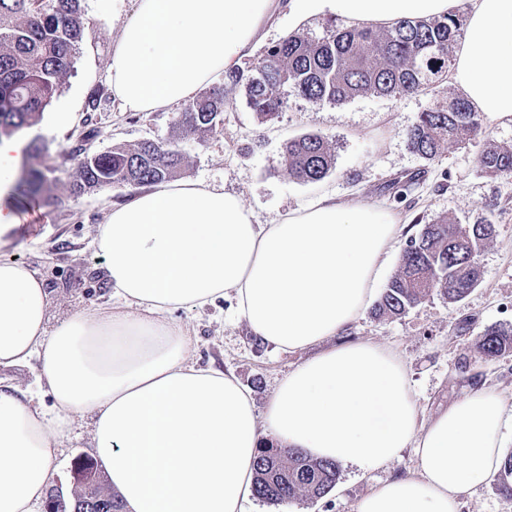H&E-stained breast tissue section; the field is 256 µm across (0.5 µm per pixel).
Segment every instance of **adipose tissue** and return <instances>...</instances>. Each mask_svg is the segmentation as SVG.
Returning a JSON list of instances; mask_svg holds the SVG:
<instances>
[{
	"label": "adipose tissue",
	"mask_w": 512,
	"mask_h": 512,
	"mask_svg": "<svg viewBox=\"0 0 512 512\" xmlns=\"http://www.w3.org/2000/svg\"><path fill=\"white\" fill-rule=\"evenodd\" d=\"M135 2L109 64L126 112L171 110L240 67L280 7L296 19L390 26L446 15L457 0ZM451 80L476 111L512 120V0H472ZM27 146L0 136V237L20 222L3 198ZM399 221L327 195L259 224L236 194L168 182L112 207L94 230L117 307L53 329L44 279L0 259V366L37 360L52 397L43 407L0 386V512H42L71 423L85 413L125 512H247L267 435L361 469L414 449L416 472L378 486L355 512H460L500 468L506 398L483 387L419 422L401 358L341 339L373 298ZM222 300L263 343L316 350L281 379L264 414L232 372L196 365L189 329L171 317Z\"/></svg>",
	"instance_id": "adipose-tissue-1"
}]
</instances>
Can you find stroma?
Wrapping results in <instances>:
<instances>
[{
	"label": "stroma",
	"instance_id": "stroma-1",
	"mask_svg": "<svg viewBox=\"0 0 512 512\" xmlns=\"http://www.w3.org/2000/svg\"><path fill=\"white\" fill-rule=\"evenodd\" d=\"M81 6L84 27L74 70L40 122L26 132L28 138L41 140L49 148L48 162L54 168L49 187L57 203L21 214L19 224L0 237V257L30 265L45 278L53 327L79 311L114 307L104 259L90 242L112 205L127 201L130 195L126 189H105L71 196L69 184L77 169L70 157L72 147L91 125L100 131L92 141L97 151L168 139L176 117L172 110L125 112L112 96V48L134 14L135 0H82ZM332 25L342 28L346 22L331 14L296 21L282 9L265 23L261 44H275L297 31L318 37ZM94 91L100 94V106L91 114L87 102ZM458 96L444 77L431 79L428 89L411 95L362 96L342 104L309 102L292 94L279 119L263 123L240 90L216 132L180 144L185 155L182 180L238 194L261 224L273 223L327 192L398 214L399 232L388 264L392 273L406 240L422 225L444 216L462 224L483 220L495 224L497 234L479 257L481 281L464 300L451 304L433 295L395 320L378 319L367 311L344 335L348 341L381 344L401 357L413 397L426 419L481 386L496 388L512 401V355L484 363L476 360L474 352V339L484 328L512 326V178L489 177L477 163L486 146L512 147V121L483 119L478 139L449 146L432 161L414 154L406 138L420 112L448 105ZM58 112L70 113L67 125L53 123ZM306 133L325 137L335 154L334 169L316 183L298 181L278 164L284 142ZM401 176L414 177L415 182L398 194L391 183ZM468 316L473 319L469 331L458 332ZM173 317L191 332L196 364L233 372L251 391L260 413L283 376L312 355L308 349L284 352L255 345L245 321L227 303L178 310ZM90 423L89 416L75 417L72 439L63 450V464L51 487L69 489L74 461L91 454ZM417 465L413 449L408 448L381 468L363 472L343 466L335 488L323 499L272 504L257 498L250 512H354L363 496L387 480L413 472Z\"/></svg>",
	"mask_w": 512,
	"mask_h": 512
}]
</instances>
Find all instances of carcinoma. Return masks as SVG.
Segmentation results:
<instances>
[{"instance_id": "cac0c4a2", "label": "carcinoma", "mask_w": 512, "mask_h": 512, "mask_svg": "<svg viewBox=\"0 0 512 512\" xmlns=\"http://www.w3.org/2000/svg\"><path fill=\"white\" fill-rule=\"evenodd\" d=\"M81 36V0H0V135L21 133L39 121L73 67ZM460 36L461 22L454 13L401 20L382 33L335 26L317 38L296 32L264 51L263 77L244 82L240 71H229L223 82L185 104L176 117L173 140H143L92 154L73 149L77 176L70 191L78 197L104 189L156 187L180 177L184 157L178 141L200 139L223 123L224 109L232 102L226 86L233 91L243 86L248 107L263 122L279 118L289 90L309 102L336 104L361 95H406L447 72L449 50ZM481 132L478 112L457 98L446 108L420 113L407 140L414 153L432 160ZM478 163L491 176L512 177L511 148L490 145ZM334 164L328 141L316 133L287 141L280 156L288 174L305 183L322 180ZM53 172L52 167L24 169L22 198L51 205L45 186ZM494 234L489 221L459 224L444 217L423 225L407 239L374 315L400 318L433 294L450 303L462 301L479 284L478 256ZM474 349L482 362L511 355L512 327L485 328L476 336ZM337 479L338 464L292 448L266 443L257 456L256 497L269 503L322 498ZM496 487L512 498V452L501 463Z\"/></svg>"}]
</instances>
